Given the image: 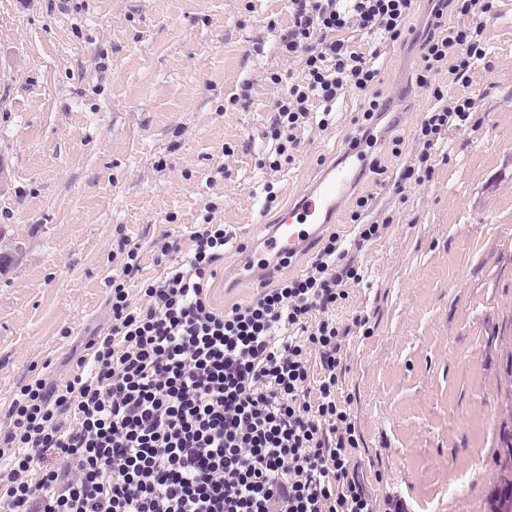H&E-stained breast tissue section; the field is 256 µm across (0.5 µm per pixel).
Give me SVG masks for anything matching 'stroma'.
<instances>
[{
  "instance_id": "obj_1",
  "label": "stroma",
  "mask_w": 512,
  "mask_h": 512,
  "mask_svg": "<svg viewBox=\"0 0 512 512\" xmlns=\"http://www.w3.org/2000/svg\"><path fill=\"white\" fill-rule=\"evenodd\" d=\"M290 0H0V428L16 387L49 367L66 380L91 333L108 324L112 247L149 252L162 234L189 246L211 215L241 242L358 136L364 99L346 94L327 128L300 132L292 162L266 165L274 75L299 81L278 51ZM484 27L489 67L468 89L436 75L446 99L469 92L449 158L406 199L390 187L415 160L435 103L420 86L418 43L352 29L380 47L374 92L386 132L356 197L329 233L354 238L357 196L389 219L356 263L367 284L336 312L370 317L343 355L340 386L362 438L354 454L390 512H491L512 442V0ZM401 156H394V148Z\"/></svg>"
}]
</instances>
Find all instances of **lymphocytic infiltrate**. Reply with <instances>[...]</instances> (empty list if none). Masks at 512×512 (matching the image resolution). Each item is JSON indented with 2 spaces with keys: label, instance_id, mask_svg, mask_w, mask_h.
<instances>
[{
  "label": "lymphocytic infiltrate",
  "instance_id": "f902f5d3",
  "mask_svg": "<svg viewBox=\"0 0 512 512\" xmlns=\"http://www.w3.org/2000/svg\"><path fill=\"white\" fill-rule=\"evenodd\" d=\"M494 2L434 0L421 86L432 87L443 69L468 85L487 56L473 17ZM414 10L415 0H291L280 52L301 60L303 77L273 102L266 136L276 156L299 147L312 104L331 115L349 91L368 98L360 128L369 132L385 109L371 93L379 53L351 49L342 33L353 27L402 41ZM432 89L417 160L394 182L400 196L431 178V156H449V128L475 109L471 97L448 103ZM382 230L362 225L348 244L330 235L310 271L228 311L208 299L228 242L223 225H194L179 263L178 241L162 235L152 260L165 274L145 281L140 245L119 237L125 259L108 278L106 331L87 340L65 382L37 374L8 403L0 512H378L352 462L360 434L338 396L343 347L368 318L344 324L333 313L363 280L352 251Z\"/></svg>",
  "mask_w": 512,
  "mask_h": 512
}]
</instances>
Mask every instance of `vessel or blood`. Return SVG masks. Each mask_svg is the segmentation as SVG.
Masks as SVG:
<instances>
[{
	"label": "vessel or blood",
	"instance_id": "1",
	"mask_svg": "<svg viewBox=\"0 0 512 512\" xmlns=\"http://www.w3.org/2000/svg\"><path fill=\"white\" fill-rule=\"evenodd\" d=\"M370 155L369 142L344 146L306 191L280 210L266 233L241 250L235 279L264 283L279 273L283 260L305 252L335 220L339 204L359 184Z\"/></svg>",
	"mask_w": 512,
	"mask_h": 512
}]
</instances>
